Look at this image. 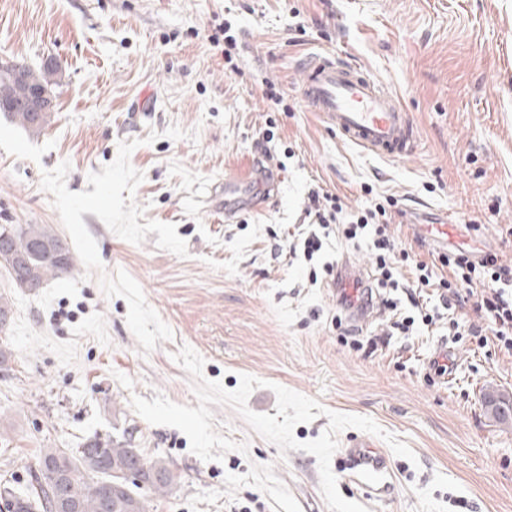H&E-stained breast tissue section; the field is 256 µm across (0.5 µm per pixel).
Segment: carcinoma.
Masks as SVG:
<instances>
[{
  "label": "carcinoma",
  "mask_w": 512,
  "mask_h": 512,
  "mask_svg": "<svg viewBox=\"0 0 512 512\" xmlns=\"http://www.w3.org/2000/svg\"><path fill=\"white\" fill-rule=\"evenodd\" d=\"M11 65L24 72L33 88L54 89L59 85L60 68L43 64L32 68L14 58ZM19 87L8 75H0V103L17 100ZM54 109L28 112L20 107L6 115L22 128L39 134L51 123ZM0 255L19 260L17 278L20 287L36 291L48 280L70 273L74 258L69 247H60L63 238L49 224H24L0 228ZM99 443L87 440L80 448H42L37 469L31 474L26 493L15 494L5 487L0 500L8 497L6 512H50L56 483L45 475L51 465H62V491L73 512H148L147 497L166 494L175 484L177 474L161 458L150 459L127 440L112 441L104 446L110 474H101L94 461ZM112 480V495L100 488L105 479Z\"/></svg>",
  "instance_id": "1"
}]
</instances>
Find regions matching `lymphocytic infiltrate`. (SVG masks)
<instances>
[{
  "label": "lymphocytic infiltrate",
  "instance_id": "obj_1",
  "mask_svg": "<svg viewBox=\"0 0 512 512\" xmlns=\"http://www.w3.org/2000/svg\"><path fill=\"white\" fill-rule=\"evenodd\" d=\"M308 200L306 214L315 228L303 241L304 256L321 250L317 231L333 224L341 225L346 240L364 242L375 255L377 286L387 293L383 303L393 314V330L409 336L416 325L429 326L444 319L449 336H471L481 345L491 341L512 354V265L499 263L493 255L474 260L469 250L459 247L440 254L437 263H416L414 284L404 288L396 274L409 253L390 234L392 215L383 203L347 214L339 197L320 188L310 189ZM442 267L447 268V276L439 275ZM432 286L437 292L430 299L425 290ZM466 307L477 316V323L459 317V310Z\"/></svg>",
  "mask_w": 512,
  "mask_h": 512
}]
</instances>
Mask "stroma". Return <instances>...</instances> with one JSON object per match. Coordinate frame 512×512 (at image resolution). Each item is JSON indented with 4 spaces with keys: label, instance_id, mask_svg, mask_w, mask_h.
Listing matches in <instances>:
<instances>
[{
    "label": "stroma",
    "instance_id": "1",
    "mask_svg": "<svg viewBox=\"0 0 512 512\" xmlns=\"http://www.w3.org/2000/svg\"><path fill=\"white\" fill-rule=\"evenodd\" d=\"M230 22L233 64L210 36ZM349 54L396 93L420 131L417 153L388 159L325 128L301 99V57ZM55 58L62 77L51 124L32 135L0 114V226L49 224L75 259L72 273L28 292L0 264L12 308L0 347V487L22 490L42 448L90 438L128 440L180 479L150 512H328L315 456L280 454L230 406L214 428L247 452L203 461L180 430L152 425L132 396L197 407L174 360L182 346L203 375L235 389L263 380L250 410L275 414L272 384L328 410L372 418L408 443L387 472L355 476L337 436L331 469L345 499L368 512H512V356L455 341L448 323L410 336L390 315L359 324L380 337L353 350L324 262L372 271L365 246L331 225L313 259L286 252L304 228L308 191L345 210L392 199L389 227L413 262L436 252L417 224L459 225L469 244L512 263V0H0V61ZM288 95L279 111L266 85ZM265 162L274 201L228 220L213 205L225 176ZM447 345L452 378L428 361Z\"/></svg>",
    "mask_w": 512,
    "mask_h": 512
}]
</instances>
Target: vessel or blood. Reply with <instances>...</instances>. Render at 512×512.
<instances>
[{
    "instance_id": "1",
    "label": "vessel or blood",
    "mask_w": 512,
    "mask_h": 512,
    "mask_svg": "<svg viewBox=\"0 0 512 512\" xmlns=\"http://www.w3.org/2000/svg\"><path fill=\"white\" fill-rule=\"evenodd\" d=\"M301 97L310 111L318 113L326 127L347 142L387 158L417 152L420 136L400 98L386 90L353 59L342 55L314 56L304 66ZM254 175L224 179L226 217L251 209V197L261 189ZM416 234L440 248L457 235L453 224H419ZM347 461L360 476L385 472L388 458L367 439L351 441L344 450Z\"/></svg>"
}]
</instances>
